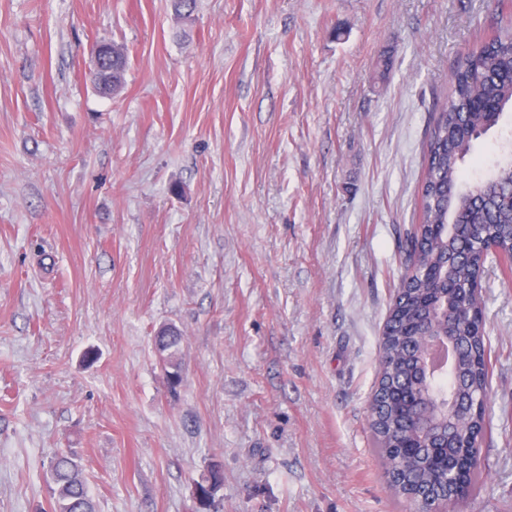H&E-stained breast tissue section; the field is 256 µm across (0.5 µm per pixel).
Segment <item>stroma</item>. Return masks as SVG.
I'll use <instances>...</instances> for the list:
<instances>
[{
  "instance_id": "35a3bbf8",
  "label": "stroma",
  "mask_w": 512,
  "mask_h": 512,
  "mask_svg": "<svg viewBox=\"0 0 512 512\" xmlns=\"http://www.w3.org/2000/svg\"><path fill=\"white\" fill-rule=\"evenodd\" d=\"M507 27L512 0H197L188 27L170 0H0V512L47 507L60 450L95 512H408L368 424L379 338L448 76ZM100 40L128 52L109 97ZM482 297L463 512H512V269Z\"/></svg>"
}]
</instances>
